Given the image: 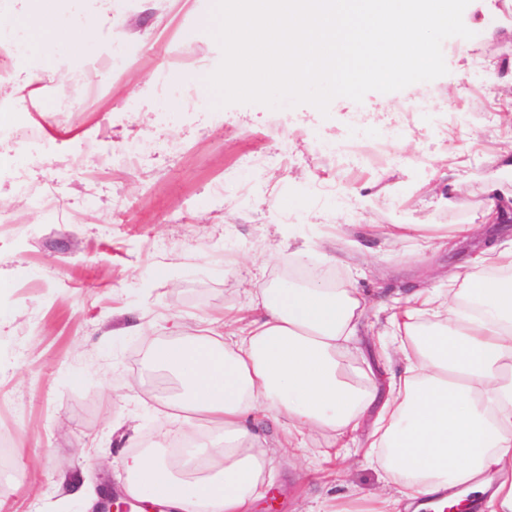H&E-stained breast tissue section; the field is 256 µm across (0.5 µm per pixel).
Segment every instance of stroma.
Here are the masks:
<instances>
[{
    "mask_svg": "<svg viewBox=\"0 0 512 512\" xmlns=\"http://www.w3.org/2000/svg\"><path fill=\"white\" fill-rule=\"evenodd\" d=\"M96 0L54 8L52 36L27 53L0 52V76L51 67L39 99L0 96V122L23 108L46 148L36 163L24 140L0 137V159L28 193L0 180V439L10 475L0 512H88L90 497L121 493L120 461L165 451L209 425L172 423L162 387L143 375L147 347L175 341L173 322L205 328L248 307L261 275L297 286L311 278L360 288L368 306L346 356L387 397L406 364L387 321L417 288L447 287L486 239H512L511 224L484 218L512 135L500 87L512 84V24L504 0H471L469 39L442 44L446 75L362 102L215 106L206 78L221 50L200 27L214 0H119L111 30L83 38ZM466 89L449 102L454 84ZM96 96L86 100L84 90ZM200 103L181 112L180 101ZM463 112L466 124H432ZM354 112L400 128L378 165L353 163ZM151 156L128 164L124 143ZM335 142L336 155L322 141ZM473 224L454 248L420 250L412 225ZM375 412L352 435L310 431L288 448L285 422H267L277 512H330L333 497L391 495L396 486L367 455ZM334 455H322L328 442Z\"/></svg>",
    "mask_w": 512,
    "mask_h": 512,
    "instance_id": "stroma-1",
    "label": "stroma"
}]
</instances>
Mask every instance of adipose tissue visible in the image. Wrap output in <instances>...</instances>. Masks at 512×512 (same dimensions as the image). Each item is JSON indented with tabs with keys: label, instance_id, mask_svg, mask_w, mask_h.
I'll use <instances>...</instances> for the list:
<instances>
[{
	"label": "adipose tissue",
	"instance_id": "obj_1",
	"mask_svg": "<svg viewBox=\"0 0 512 512\" xmlns=\"http://www.w3.org/2000/svg\"><path fill=\"white\" fill-rule=\"evenodd\" d=\"M470 265L390 315L392 335L408 341L407 367L382 402L343 355L366 310L354 288L255 281L260 317L228 314L207 335L150 349L147 369L174 378L178 408L223 431L224 445L125 455V495L161 497L172 512H253L268 481L264 418L287 419L288 443L301 448L314 428L355 431L375 405L370 445L398 495L335 512H512V245H491ZM487 265L500 276H482Z\"/></svg>",
	"mask_w": 512,
	"mask_h": 512
}]
</instances>
